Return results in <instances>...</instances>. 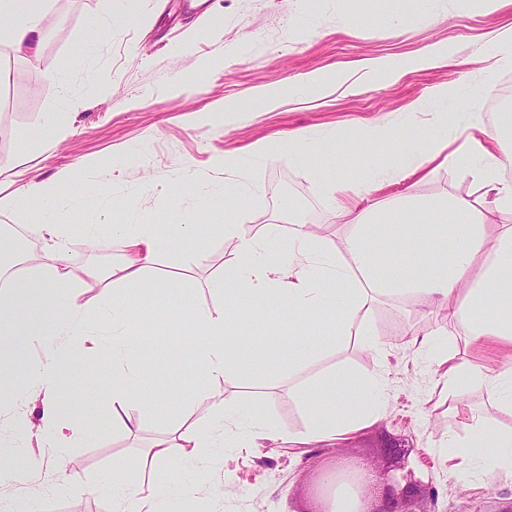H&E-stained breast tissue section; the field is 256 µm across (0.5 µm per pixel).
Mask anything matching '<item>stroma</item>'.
<instances>
[{
    "mask_svg": "<svg viewBox=\"0 0 512 512\" xmlns=\"http://www.w3.org/2000/svg\"><path fill=\"white\" fill-rule=\"evenodd\" d=\"M104 17L110 20L106 30L98 27ZM403 21L411 23V31L393 36V26ZM41 26L44 39L31 59L0 38V198L38 183L77 204L53 210L36 196L23 211L0 207V228L23 230L37 250L35 225H69L75 269L107 265L121 253L114 242L86 248L80 231L85 224H150L162 236L180 224L198 225L200 231L198 245L164 252L142 284L129 289L138 307L158 313L140 323L138 332L155 344L153 381L168 405L143 411L135 434L113 428L112 364L100 359L96 380L67 379L60 387L63 399L84 415L87 429L85 443L72 451L71 479L63 480L46 448L38 475L0 485V496L25 501L34 512H111V501L97 490L99 482L126 473L148 484L177 477L174 464L147 456L172 406L192 403L188 423L196 428L212 418L208 404L194 400L202 380L183 341L195 327L196 311L221 302L208 283L233 256L234 244L221 227L235 182L251 187L247 232L261 234L275 224L279 239H287L294 214L303 211L320 225L326 247L333 250L351 227L326 199L317 171L347 169L361 180L381 162L375 155L346 157L334 145L308 142L295 160L252 163L246 159L251 147L284 142L292 134L353 135L384 114L410 111L421 99L430 113L480 112L486 122H495L504 107H512V71L480 69L472 60L490 55L498 34L512 28V5L404 0L399 11L393 0H207L206 8L195 10L186 0H50ZM246 37L252 41L250 53L239 61L226 59L225 45ZM438 46L447 48L451 65L397 78L380 68L391 57L425 58ZM313 72L328 78V85L308 84ZM52 77L61 80L64 95L48 93ZM437 85L448 87V100L428 101ZM274 89L283 96L271 109L262 94ZM56 112L72 115L69 132L59 139L44 133ZM224 153L244 158L242 169L215 166L213 156ZM477 192L466 170L433 164L426 177L385 187L378 197L423 200ZM199 249L205 258L198 263ZM171 288L188 289L189 302L171 305ZM242 306L261 316L240 324L258 346L266 337L288 335L287 314H263L250 296L243 297ZM370 320L383 352L367 351L352 340L311 371L347 365L364 373L388 360L383 421L333 447L213 449L209 480L233 479L224 512H317L323 473L379 459L380 448L391 440L408 449L413 479L438 491L437 502L418 500L417 512H501L512 503V481L450 479L447 464L434 451L458 421L440 395V369L404 349L402 331L414 320L443 328L438 308L415 296H382ZM270 360L258 349L243 377L216 379L210 386L283 428L301 429L302 412L287 380L273 381Z\"/></svg>",
    "mask_w": 512,
    "mask_h": 512,
    "instance_id": "1",
    "label": "stroma"
}]
</instances>
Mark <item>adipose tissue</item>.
<instances>
[{"mask_svg":"<svg viewBox=\"0 0 512 512\" xmlns=\"http://www.w3.org/2000/svg\"><path fill=\"white\" fill-rule=\"evenodd\" d=\"M45 5L46 0H0V18L10 20L7 35L16 52L34 51L41 43ZM419 123L414 109L369 123L355 139L333 134L343 153L381 151L388 157L377 172L358 182L347 181L342 172L321 178L328 193L344 187L353 197V207L345 212L352 232L344 253L329 252L317 225L303 212L294 215L278 253L270 248V233L244 232L241 213L231 212L225 218L224 236L235 241L236 255L210 283L211 290L223 297V307L198 313L200 333L190 339L198 369L205 377L224 380L246 371L244 355L252 340L244 333L228 332L241 295L259 296L268 310H287L289 324L299 328L317 317L330 319L333 329L324 342L305 346L279 337L267 341L268 349L288 362V386L305 414L302 429H284L256 412L235 407L223 391L202 387L199 394L209 402L216 425L201 432L168 423L148 450L154 460L174 462L185 472V479L161 482L148 493L134 474L103 485V492L112 498V512H169L171 504L180 500H201L209 512H218L224 489L195 478L196 472L209 468L210 449L253 446L260 441H282L292 448L333 446L381 421L388 400L386 369L359 375L336 367L326 376V384L339 380L347 388L324 396L307 369L326 348L338 346L348 336L359 337L367 350H378L380 342L360 312L367 300L387 293L415 294L443 310L447 333L460 337L467 356L448 348L442 333L431 328L407 326L408 346L442 366L441 391L446 397L457 399L469 386L486 393L492 407L486 414L469 403L458 406L464 431L449 432L437 449L449 463V477L460 482L478 476L512 477V428L498 427L493 417L497 411L512 416V181L503 176L512 169V145L503 139V127L512 124V116L504 115L502 122L490 125L481 113L463 112L455 116L453 132L427 149L396 147L395 135ZM437 160L452 170L466 169L481 195L476 201L453 196L411 207L415 222L426 224L428 230L424 241L428 261L419 269L403 261L407 237L379 217L380 203L374 195L421 174ZM82 232L92 242L104 235L120 240L122 260L75 272L68 261L67 225L41 224L36 228L43 241L40 253L28 257L25 269L10 274L0 270V349L23 358L27 383L15 396H0V421L11 434L12 448L0 456L4 482L18 476L20 457L27 460L30 473H37L42 462L38 451L46 446L53 448L59 468L68 467L71 450L81 444L85 433L78 425L79 412L62 399L57 381L70 375L94 378L96 354L112 360L114 427L137 432L140 410L160 402V393L143 369L145 342L133 332L142 314L127 288L141 282L160 253L178 242L195 241L197 227L179 225L165 238L149 224H86ZM385 236L390 237L391 248L382 252L376 243ZM359 276L365 287H356ZM87 277L110 284L93 321L73 300ZM35 346L44 350V358H28V350ZM483 348L493 350L491 363L471 358V351ZM33 410L38 413L34 419L29 416ZM491 432L499 444L493 455L480 446Z\"/></svg>","mask_w":512,"mask_h":512,"instance_id":"ef3b65f1","label":"adipose tissue"}]
</instances>
